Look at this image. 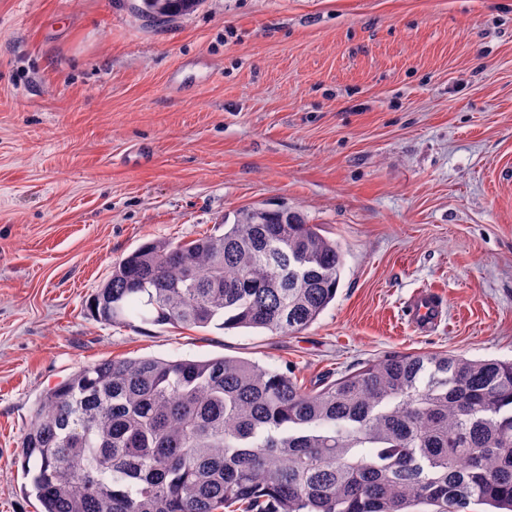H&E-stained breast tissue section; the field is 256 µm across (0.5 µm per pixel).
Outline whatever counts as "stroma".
Here are the masks:
<instances>
[{
    "label": "stroma",
    "instance_id": "stroma-1",
    "mask_svg": "<svg viewBox=\"0 0 512 512\" xmlns=\"http://www.w3.org/2000/svg\"><path fill=\"white\" fill-rule=\"evenodd\" d=\"M134 2L0 0V512H41L21 436L103 359L512 360V0H202L163 25ZM284 205L345 252L308 330L93 316L143 243ZM421 289L446 311L424 333ZM443 315L441 303L427 290L416 293L407 305L408 321L418 330L434 328L441 322Z\"/></svg>",
    "mask_w": 512,
    "mask_h": 512
}]
</instances>
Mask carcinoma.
Returning <instances> with one entry per match:
<instances>
[{"label":"carcinoma","mask_w":512,"mask_h":512,"mask_svg":"<svg viewBox=\"0 0 512 512\" xmlns=\"http://www.w3.org/2000/svg\"><path fill=\"white\" fill-rule=\"evenodd\" d=\"M220 228L141 245L96 318L290 335L335 299L343 250L299 212ZM21 448L42 512H512V361L392 352L307 386L225 355L104 359L45 393Z\"/></svg>","instance_id":"carcinoma-1"}]
</instances>
